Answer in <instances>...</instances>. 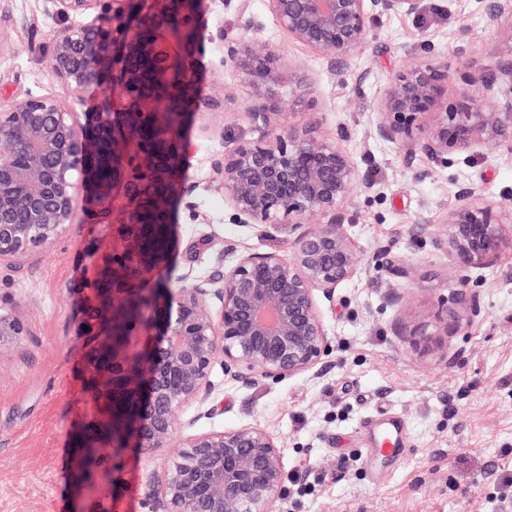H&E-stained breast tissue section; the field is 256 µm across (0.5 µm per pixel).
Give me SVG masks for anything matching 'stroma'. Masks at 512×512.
Returning <instances> with one entry per match:
<instances>
[{"label": "stroma", "mask_w": 512, "mask_h": 512, "mask_svg": "<svg viewBox=\"0 0 512 512\" xmlns=\"http://www.w3.org/2000/svg\"><path fill=\"white\" fill-rule=\"evenodd\" d=\"M489 3L429 0L422 17L378 19L366 50L343 62L339 82L326 61L286 38L264 0H232L222 11L200 0L208 37L196 48L183 127L192 149L170 201L162 286L209 276L242 254L287 257L294 247L287 227L238 223L218 187L224 128L256 138L248 112L264 98L234 69L219 68L223 52L209 40L216 30L268 43L290 71L313 80L323 131L344 128L346 148L373 184L345 213L364 262L323 308L332 347L324 375L245 388L225 381L218 366L207 403L178 414L182 435L250 424L282 444L284 494L272 512H512V252L483 269L489 288L473 319L447 275L452 251L436 235L467 187L512 201V163L479 151L445 165L410 160L371 134L378 99L402 65L434 55L452 71L467 61L496 68L497 40L484 23ZM52 26L43 0H0V105L59 93L48 68ZM90 212L91 197L82 194L51 251L0 262V295L25 326L18 342L0 347V512H148L149 486L163 473L161 453L131 454L105 472L80 461L81 429L98 416L85 387L84 310L97 266L117 245L111 225L93 223ZM380 249L412 262L413 278L395 281L375 261ZM395 283L407 298L402 313L382 300ZM419 324L447 329V346L416 344L409 330ZM382 412L405 421L409 450L375 480L354 455L366 445L363 420Z\"/></svg>", "instance_id": "1"}]
</instances>
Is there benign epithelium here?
I'll use <instances>...</instances> for the list:
<instances>
[{
  "mask_svg": "<svg viewBox=\"0 0 512 512\" xmlns=\"http://www.w3.org/2000/svg\"><path fill=\"white\" fill-rule=\"evenodd\" d=\"M56 27L48 62L66 91L32 96L0 108V261L34 247L52 249L70 224L75 199L92 186V208L101 223L118 211L116 191L129 207L118 221L119 246L93 279L85 312L88 393L99 417L84 427L88 457H99L101 433L120 425L112 447L164 451L167 467L151 488L148 512H270L283 493L282 445L251 425L180 436L176 417L206 401L215 362L224 380L250 387L261 379L322 374L330 354L321 304L356 277L363 258L344 224V210L371 184L353 154L340 145L343 130L325 134L318 120L285 126L279 112H250L257 140L235 139L218 171L224 199L238 222L286 224L296 232L291 256L250 253L206 279L185 277L172 292L146 289L170 260L169 201L189 144L170 130L156 102L186 109L193 98L195 49L224 30L204 35L198 0H44ZM131 4L127 16L121 7ZM291 41L330 64L365 48L383 16H420L425 0H266ZM124 17L119 38L107 36L109 18ZM486 27L497 37V70L467 64L450 73L433 58L410 64L389 80L377 105L373 136L401 144L435 162L479 148L512 160V100L497 106L501 86L512 92V0H492ZM181 32L182 54L165 39ZM222 65L235 69L270 98L288 84L291 101L313 105L315 83L286 73L281 57L246 35L231 40ZM459 85L450 103L448 82ZM100 85L119 104L82 125L76 105ZM470 187L437 230L454 254V276L470 316L481 312L485 281L468 272L496 261L512 244L511 206L479 203ZM151 293L154 325L126 317L137 294ZM25 335L24 323L0 299V347Z\"/></svg>",
  "mask_w": 512,
  "mask_h": 512,
  "instance_id": "benign-epithelium-1",
  "label": "benign epithelium"
}]
</instances>
